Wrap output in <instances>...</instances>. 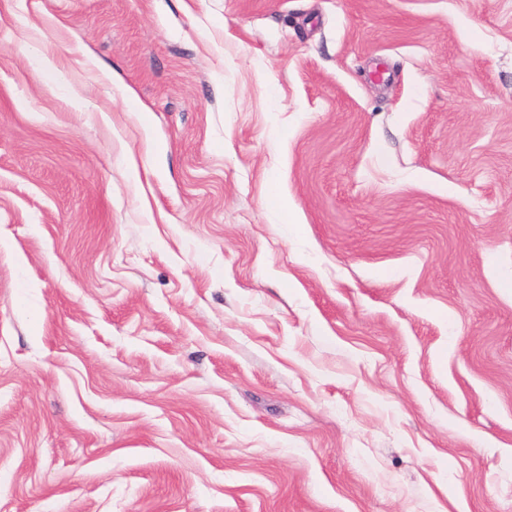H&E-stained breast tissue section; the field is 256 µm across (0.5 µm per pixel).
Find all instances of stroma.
I'll return each instance as SVG.
<instances>
[{"label": "stroma", "mask_w": 512, "mask_h": 512, "mask_svg": "<svg viewBox=\"0 0 512 512\" xmlns=\"http://www.w3.org/2000/svg\"><path fill=\"white\" fill-rule=\"evenodd\" d=\"M0 512H512V0H0Z\"/></svg>", "instance_id": "stroma-1"}]
</instances>
